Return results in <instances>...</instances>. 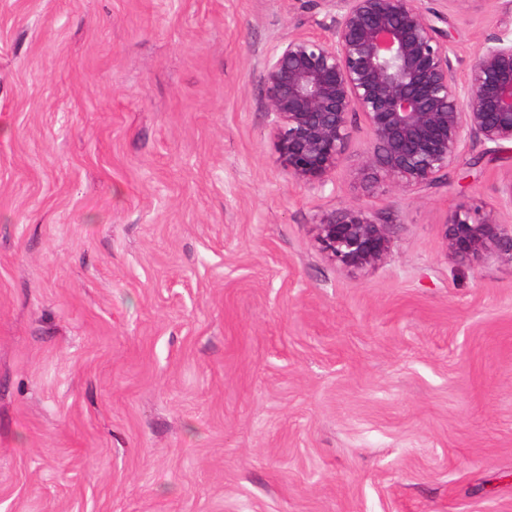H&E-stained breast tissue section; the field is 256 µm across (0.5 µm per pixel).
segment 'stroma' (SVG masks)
<instances>
[{
  "instance_id": "35a3bbf8",
  "label": "stroma",
  "mask_w": 512,
  "mask_h": 512,
  "mask_svg": "<svg viewBox=\"0 0 512 512\" xmlns=\"http://www.w3.org/2000/svg\"><path fill=\"white\" fill-rule=\"evenodd\" d=\"M460 75L512 0H429ZM323 0H0V512H512V151L408 195L278 160L262 71ZM390 224L351 274L317 216ZM503 244L512 250V225L502 224L495 210L479 211L461 205L445 225L447 254L460 261L478 260Z\"/></svg>"
}]
</instances>
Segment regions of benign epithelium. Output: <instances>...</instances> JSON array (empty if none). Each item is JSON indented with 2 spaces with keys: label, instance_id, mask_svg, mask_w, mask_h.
I'll return each instance as SVG.
<instances>
[{
  "label": "benign epithelium",
  "instance_id": "benign-epithelium-1",
  "mask_svg": "<svg viewBox=\"0 0 512 512\" xmlns=\"http://www.w3.org/2000/svg\"><path fill=\"white\" fill-rule=\"evenodd\" d=\"M324 2L327 35L288 36L263 68L279 160L296 182L337 191L331 173L356 114L372 134L357 172L372 194L433 184L474 137L512 143V40L484 43L462 80L448 33L425 0ZM313 232L328 258L351 273L391 251L392 225L360 204L321 213ZM503 244L512 249V225L495 210L462 205L445 224L446 251L457 260Z\"/></svg>",
  "mask_w": 512,
  "mask_h": 512
}]
</instances>
